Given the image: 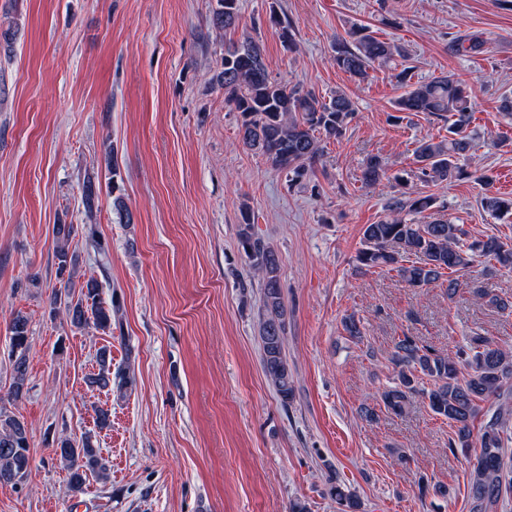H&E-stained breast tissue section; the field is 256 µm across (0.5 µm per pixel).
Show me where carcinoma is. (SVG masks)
<instances>
[{
    "label": "carcinoma",
    "instance_id": "1",
    "mask_svg": "<svg viewBox=\"0 0 512 512\" xmlns=\"http://www.w3.org/2000/svg\"><path fill=\"white\" fill-rule=\"evenodd\" d=\"M270 23L279 29L286 46L293 44L292 26L288 19L270 6ZM241 22V0H215L210 18L211 29L219 37L238 29ZM485 44L473 34L457 43L462 54L478 52ZM404 55L402 47L376 37L360 26L349 38L336 43L333 60L350 76L364 80L376 65ZM412 67L397 74L403 93L394 102L396 111L424 113L448 122V136L437 140L425 136L416 142L415 162L421 179L452 182L471 175L484 186L480 203L494 215L512 214V197L494 191V180L487 172L470 173L461 161L475 152L473 138L465 133L474 115V89L453 74L427 80L412 81ZM224 89V103L240 114L243 145L261 153L275 169L291 179L305 176L319 161L324 144L339 138L347 120L355 112L354 102L343 92L329 99L271 78L258 40L246 36L224 48L221 70L216 75ZM403 181L400 175H388L384 160L378 155L367 157L362 170V183L373 188L383 180ZM98 200V187L88 179L82 186V203L93 215ZM432 195L414 198L394 196L387 214L363 230L362 248L357 255L361 267H388L398 272L411 288H423L448 278V297H454L467 283L454 277L471 266L477 257L485 258L489 271H512V244L496 236L463 243L462 225L451 220L419 221L405 219L402 212L421 215L436 208ZM243 228L239 244L252 268L260 275L262 305L259 335L262 346L263 371L275 388L283 405L294 395V372L288 362L284 343L286 310L280 281V264L275 252L252 232L248 209L241 210ZM75 229L71 224L54 226L56 238V279L59 287L52 291V304H64L69 322L76 328L93 327L109 332L112 320L120 313V301L111 297L110 304L100 299V285L89 278L84 281L77 299L70 297L74 286L75 256L69 252ZM414 257L409 265L403 259ZM474 296L501 311H512V302L486 288L472 289ZM9 359L13 368L10 395L18 399L25 389L30 349L29 320L16 314L10 323ZM397 369V382L380 395L383 405L400 413L412 397L423 396L430 410L448 420L455 436L448 440L451 451L459 450L471 467L469 512H498L512 496V351L503 349L483 336H472L469 345L453 354H442L412 336L399 339L390 355ZM98 373L88 378L92 387L112 385V355L107 348L97 353ZM432 387H421L423 378ZM494 400L496 406L482 410L481 403ZM482 418L478 432L473 424ZM54 456L67 470V492L76 496L85 490L89 477H105L100 449L92 436L84 434L76 440L58 437ZM31 467L28 429L16 416L0 417V484L24 482ZM330 496L338 512H360L357 496L341 483L330 486Z\"/></svg>",
    "mask_w": 512,
    "mask_h": 512
}]
</instances>
